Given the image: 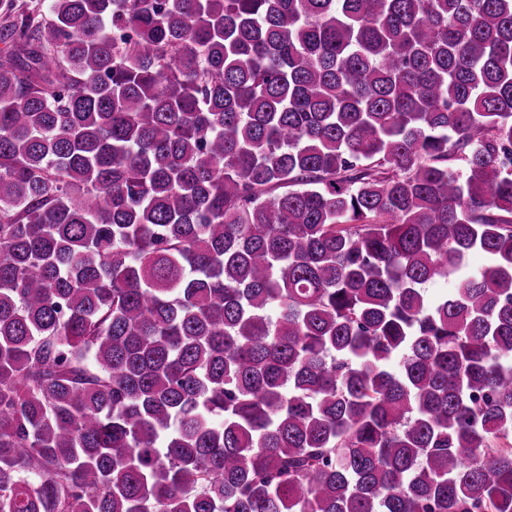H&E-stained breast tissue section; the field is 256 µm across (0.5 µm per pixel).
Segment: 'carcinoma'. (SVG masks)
Here are the masks:
<instances>
[{
  "label": "carcinoma",
  "instance_id": "carcinoma-1",
  "mask_svg": "<svg viewBox=\"0 0 512 512\" xmlns=\"http://www.w3.org/2000/svg\"><path fill=\"white\" fill-rule=\"evenodd\" d=\"M7 10L0 512H512V0Z\"/></svg>",
  "mask_w": 512,
  "mask_h": 512
}]
</instances>
